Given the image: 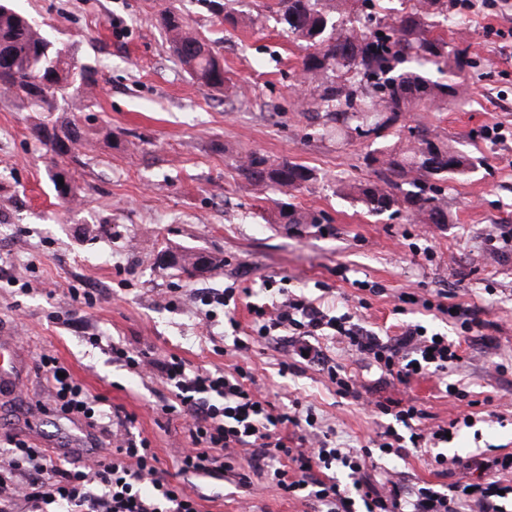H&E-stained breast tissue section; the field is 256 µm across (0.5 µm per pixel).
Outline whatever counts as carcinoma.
Masks as SVG:
<instances>
[{"instance_id": "obj_1", "label": "carcinoma", "mask_w": 512, "mask_h": 512, "mask_svg": "<svg viewBox=\"0 0 512 512\" xmlns=\"http://www.w3.org/2000/svg\"><path fill=\"white\" fill-rule=\"evenodd\" d=\"M381 0H277L276 15L288 31L305 40L314 52L303 59L311 77L339 71L315 102V110L364 139L391 137L370 157L384 178L358 188V201L372 215L403 210L424 224L448 223L440 182L474 169L470 157L426 126H396V114L414 108H438L455 94L452 77L462 66V51L449 48L435 30L458 27L448 14V0H408L409 8L387 22L375 11ZM365 14L359 28L337 31L344 14ZM164 26L177 57L201 86L224 88L220 58L189 29L174 9L164 12ZM98 85L95 67L73 61L69 47L58 46L31 19L18 12L13 0H0V92L26 104L33 112H63L64 103ZM70 131V144L83 134L71 120H48L33 127V137L57 155L56 133ZM247 182L272 187L283 195L300 190L314 178L312 169L293 162L272 163L253 152L236 166ZM59 169L51 174L57 196L75 198L72 176L59 184ZM281 224H319L317 215H303L282 203Z\"/></svg>"}]
</instances>
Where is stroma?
<instances>
[{
    "instance_id": "1",
    "label": "stroma",
    "mask_w": 512,
    "mask_h": 512,
    "mask_svg": "<svg viewBox=\"0 0 512 512\" xmlns=\"http://www.w3.org/2000/svg\"><path fill=\"white\" fill-rule=\"evenodd\" d=\"M272 0H15L16 7L47 24L50 38L75 58L95 66L100 78L91 99L67 101L86 140L76 155L57 156L34 139L41 113L0 95V336L21 359L16 391L0 393V445L17 435L71 457L98 452L99 430L41 412L48 384L38 369L41 353H56L109 405L136 414L137 429L151 439L165 469L187 438L179 421L156 408L159 379L142 378L91 346L93 333L131 349L147 346L178 354L209 369L240 361L279 403L297 397L315 407L322 428L340 442L361 445L380 420L357 402L340 398L313 369L280 377L284 340L252 344L247 358L232 352L226 320L204 327L193 303L196 289L217 291L235 282L286 281L288 288L350 311L381 334H396V296L409 288L444 289L478 309L488 321L484 337H461L462 360L448 371L475 399V408L440 396L435 379L422 377L410 395L434 423L474 411L443 451L466 459L489 448L512 452V252H493L489 240L512 225V0L486 9L482 0H448L463 26L447 33L465 48L457 94L431 112H413L406 124L435 129L475 157L468 176L447 180L448 221L429 224L405 213L375 217L353 188L376 180L366 156L371 141L351 135H317L316 82H301L309 49L274 20ZM176 8L224 63L223 90L199 86L174 54L161 23ZM502 128L501 140L486 127ZM260 152L272 162L291 160L315 169L317 181L297 192L298 212L323 223L286 228L278 222L277 192L248 184L237 160ZM67 166L82 195L77 207L59 200L49 174ZM209 254L220 268L189 277L165 263L163 251ZM348 267L346 277L337 265ZM384 285L381 296L363 294L353 280ZM93 289V307L76 303L71 288ZM180 289L176 307L163 303ZM58 322H50V315ZM327 356L343 361L378 399H397V387L322 341ZM423 451L406 459L368 463L369 476L404 475L407 483L437 484ZM203 512H315L313 505L280 497L255 482L246 494L233 485Z\"/></svg>"
}]
</instances>
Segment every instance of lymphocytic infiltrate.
<instances>
[{"mask_svg": "<svg viewBox=\"0 0 512 512\" xmlns=\"http://www.w3.org/2000/svg\"><path fill=\"white\" fill-rule=\"evenodd\" d=\"M279 294L280 301L266 307L252 303V288L230 285L219 293H196L193 300L203 306L208 323L220 314L234 320L238 307L246 306L250 341L288 339L280 376L319 366L340 398L362 403L375 416L391 417V424L366 444L341 446L320 429L315 411L300 399L288 408L277 407L244 367L211 371L174 353H134L95 334L89 343L106 345L113 363L159 377L169 390L158 409L182 420L189 438L177 456L175 474L167 475L149 439L135 434L134 414L108 420L104 397L92 394L63 361L45 352L39 369L50 388V410L100 428L109 447L105 456L71 461L9 438L7 450L0 452V512H201L199 483L214 476L229 478L242 489L251 487L253 477L263 478L281 496L313 503L317 512H508L512 452L491 449L473 458L470 465L481 475L473 483L456 476L459 459L438 451L448 433L470 426L471 415L422 427L428 413L416 400L364 398L355 375L326 358L317 344L319 337H337L386 382L406 390L414 378L430 375L445 381L447 395L460 400L468 395L465 387L446 380L449 368L461 359L457 341L444 333L431 335L419 323L402 325L396 336L383 337L354 322L351 313H331L285 288ZM410 306L448 320L463 334L486 327L471 305L450 302L442 290L426 297L415 290L401 292L393 311L402 314ZM418 448L435 449L433 463L446 480L443 489L429 483L409 489L391 477L377 485L364 473L373 456L401 459ZM246 451L252 458L245 467L241 459ZM338 468L347 471L349 483L336 478Z\"/></svg>", "mask_w": 512, "mask_h": 512, "instance_id": "obj_1", "label": "lymphocytic infiltrate"}]
</instances>
